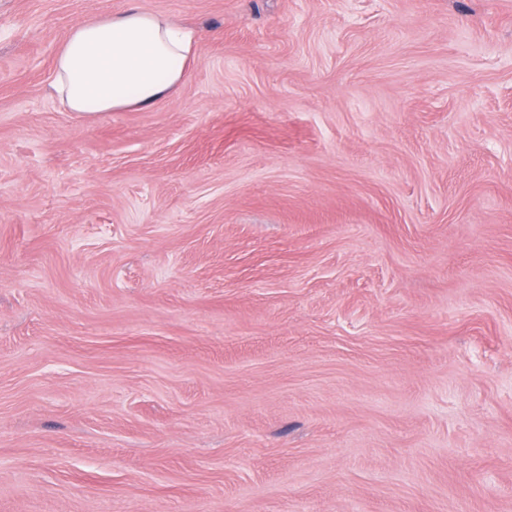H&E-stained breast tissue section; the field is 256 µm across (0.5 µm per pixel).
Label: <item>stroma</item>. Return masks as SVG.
<instances>
[{
	"mask_svg": "<svg viewBox=\"0 0 512 512\" xmlns=\"http://www.w3.org/2000/svg\"><path fill=\"white\" fill-rule=\"evenodd\" d=\"M138 3L0 0V512H512V0ZM129 1L118 13L73 29L64 41L53 87L71 112L149 109L186 77L194 31Z\"/></svg>",
	"mask_w": 512,
	"mask_h": 512,
	"instance_id": "1",
	"label": "stroma"
}]
</instances>
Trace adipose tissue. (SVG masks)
<instances>
[{"label":"adipose tissue","mask_w":512,"mask_h":512,"mask_svg":"<svg viewBox=\"0 0 512 512\" xmlns=\"http://www.w3.org/2000/svg\"><path fill=\"white\" fill-rule=\"evenodd\" d=\"M193 30L141 9L73 29L55 60L53 87L62 105L83 115L149 109L186 77Z\"/></svg>","instance_id":"adipose-tissue-1"}]
</instances>
